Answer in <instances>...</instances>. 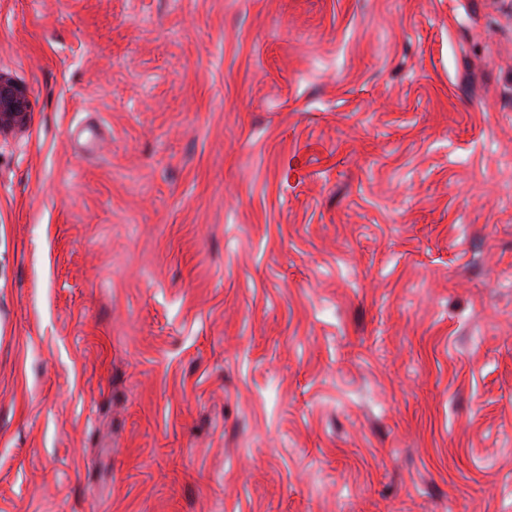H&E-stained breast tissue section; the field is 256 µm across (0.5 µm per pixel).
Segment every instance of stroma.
<instances>
[{
  "label": "stroma",
  "mask_w": 512,
  "mask_h": 512,
  "mask_svg": "<svg viewBox=\"0 0 512 512\" xmlns=\"http://www.w3.org/2000/svg\"><path fill=\"white\" fill-rule=\"evenodd\" d=\"M0 512H512V0H0ZM25 95L0 75V132L22 128L27 121Z\"/></svg>",
  "instance_id": "obj_1"
}]
</instances>
